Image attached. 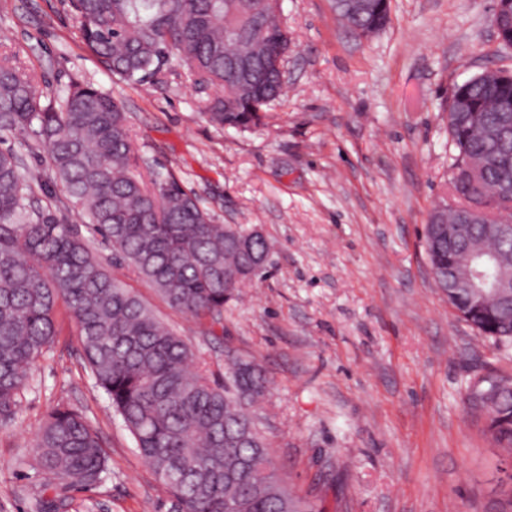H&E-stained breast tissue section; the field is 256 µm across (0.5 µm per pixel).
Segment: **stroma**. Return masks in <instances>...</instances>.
Instances as JSON below:
<instances>
[{
	"label": "stroma",
	"instance_id": "obj_1",
	"mask_svg": "<svg viewBox=\"0 0 512 512\" xmlns=\"http://www.w3.org/2000/svg\"><path fill=\"white\" fill-rule=\"evenodd\" d=\"M390 5L388 27L360 40L331 0H282L294 43L286 94L246 132L209 124L200 105L216 87L181 69L119 82L85 49L68 0H0V51L35 75L43 100L74 79L114 93L144 177L173 173L215 223L263 230L266 278L213 329L169 308L99 238L86 243L216 378L230 348L262 366L259 428L317 512H512L502 451L463 402L471 381L512 372V348L458 318L424 238L431 211L456 199L442 106L484 69L512 70V50L491 27L494 0ZM61 403L86 412L111 456L102 484L72 492L70 512H169L65 317L0 431V512H32L23 461Z\"/></svg>",
	"mask_w": 512,
	"mask_h": 512
}]
</instances>
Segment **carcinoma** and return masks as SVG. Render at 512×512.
I'll list each match as a JSON object with an SVG mask.
<instances>
[{
  "label": "carcinoma",
  "instance_id": "cac0c4a2",
  "mask_svg": "<svg viewBox=\"0 0 512 512\" xmlns=\"http://www.w3.org/2000/svg\"><path fill=\"white\" fill-rule=\"evenodd\" d=\"M89 52L112 75L142 84L176 63L222 93L202 102L219 127L249 131L284 94L281 65L290 46L276 0H69ZM390 0H332L336 21L372 34L390 22ZM456 154L455 193L468 204L477 187L463 166L480 165L492 211L512 218V130L508 150L493 139L512 113V82L472 77L446 103ZM468 112L472 119H457ZM0 132H19L45 146L48 166L33 169L13 150L0 151V430L17 412L33 366L57 332L58 312L74 321L96 385L121 416L141 456L170 496L174 512H315L292 492L268 451L253 406L266 392L262 367L229 355L224 381L204 353L191 349L132 289L89 251L79 228L32 205L35 187L60 184L87 232L100 237L171 308L217 323L224 305L261 279L269 245L244 225L215 224L202 200L172 174L147 183L131 171L129 120L120 101L90 82L74 81L43 103L33 76L13 57L0 59ZM460 211L426 225L429 261L448 283L465 257L434 250L436 228L452 236ZM487 250L512 256V238L485 237ZM452 306L497 344H512V306L491 298L477 312L466 295ZM464 402L486 415L487 430L512 461V376L489 374L467 387ZM247 464L245 478L236 473ZM25 465L38 477L33 512H67L69 490L91 489L110 472L103 438L85 414L60 406L36 434ZM58 480L63 492L45 491Z\"/></svg>",
  "mask_w": 512,
  "mask_h": 512
}]
</instances>
